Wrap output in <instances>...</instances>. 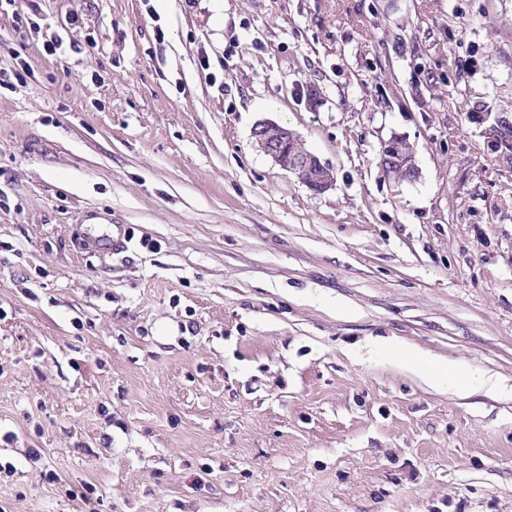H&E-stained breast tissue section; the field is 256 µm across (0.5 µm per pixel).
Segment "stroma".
<instances>
[{
	"instance_id": "35a3bbf8",
	"label": "stroma",
	"mask_w": 512,
	"mask_h": 512,
	"mask_svg": "<svg viewBox=\"0 0 512 512\" xmlns=\"http://www.w3.org/2000/svg\"><path fill=\"white\" fill-rule=\"evenodd\" d=\"M22 62L0 512H512V160L469 116L512 113V0H0ZM394 132L415 181L378 165ZM251 138L257 149L271 157L282 169L295 175L314 194L324 193L334 187L332 171L328 167L324 170V165L315 154L308 151L298 153L296 150H307L303 143H299L294 150L300 136L293 129L260 121L254 126ZM405 358L413 371L429 384L437 383L439 378L446 373V371L448 377L453 375L452 368L448 366V363L446 364L428 353L411 350L407 353Z\"/></svg>"
}]
</instances>
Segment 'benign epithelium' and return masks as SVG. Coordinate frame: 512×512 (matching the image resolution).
<instances>
[{"instance_id": "7a95c632", "label": "benign epithelium", "mask_w": 512, "mask_h": 512, "mask_svg": "<svg viewBox=\"0 0 512 512\" xmlns=\"http://www.w3.org/2000/svg\"><path fill=\"white\" fill-rule=\"evenodd\" d=\"M251 138L257 149L271 157L282 169L295 175L311 192L321 194L334 187L335 180L324 174V165L315 154L294 150L300 140L296 131L276 123L260 121L254 126ZM403 140L405 136L393 133L382 141L379 151L380 168L397 181H408L410 174L418 173L416 161L402 156Z\"/></svg>"}]
</instances>
